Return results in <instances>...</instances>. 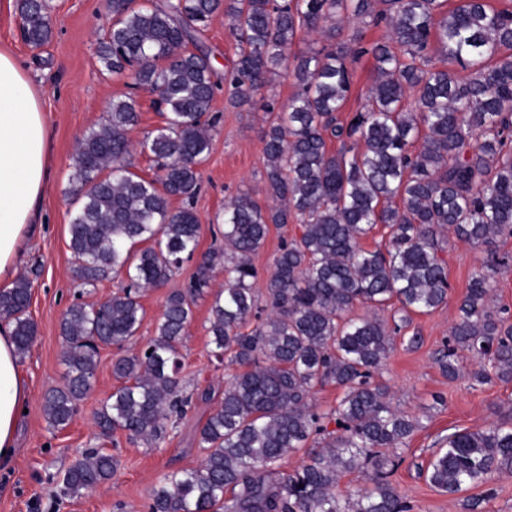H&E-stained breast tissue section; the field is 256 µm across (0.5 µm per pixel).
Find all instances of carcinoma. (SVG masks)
<instances>
[{"label":"carcinoma","instance_id":"cac0c4a2","mask_svg":"<svg viewBox=\"0 0 512 512\" xmlns=\"http://www.w3.org/2000/svg\"><path fill=\"white\" fill-rule=\"evenodd\" d=\"M224 11L237 59L224 82L228 102H254L270 77L292 70L297 90L276 112L263 139L268 194L262 209L246 194L224 206L228 252L200 256L183 289L169 292L153 336L138 353L117 358L120 386L96 412L98 435L118 429L151 447L166 437L167 420L189 398L179 377L180 347L192 306L224 260V290L211 305L212 355L243 370L229 375L224 399L199 428L206 451L200 468L164 475L148 512H411L392 475L397 450L418 427L389 390L372 381L393 350L389 327L375 316H353L358 305L429 313L448 299L441 236L483 246L487 259L472 276L448 343L436 358L453 381L464 355L471 380L512 382V323L493 303V279L512 268L496 251L512 237V9L486 0H160L136 6L112 0V22L99 41L103 70L158 96L163 125L138 143L156 163L155 177L130 170L129 132L140 113L132 97L114 99L98 126L78 140L70 193L78 203L69 224L73 274L93 286L113 272L128 284L99 304L75 303L60 322L65 343L63 384L49 389L43 412L67 427L95 380L102 346L121 347L144 319L141 293L160 288L192 258L200 224L191 201L211 149L219 116L211 104L220 82L198 34ZM24 42L50 38L47 0H19ZM371 19L387 35L365 44L360 29L321 48L295 52L302 31L336 37L340 23ZM436 50L441 64L432 63ZM372 56L380 79L362 108L339 119L351 91L348 58ZM340 148L333 151L332 141ZM294 219L302 233L282 243L264 288L261 315L253 257L270 225ZM385 250L363 247L378 226ZM149 242L151 246L136 249ZM32 282L23 276L0 290V319L12 325L18 357L36 325L29 315ZM343 396L329 412L309 403L317 386ZM341 430H327L325 421ZM302 464L280 472L288 454ZM117 456L87 448L63 477L77 497L112 479ZM365 467L372 486L341 493L340 479ZM512 473V427L492 425L448 436L427 468V481L456 495L485 487L464 503L481 512L496 482Z\"/></svg>","mask_w":512,"mask_h":512}]
</instances>
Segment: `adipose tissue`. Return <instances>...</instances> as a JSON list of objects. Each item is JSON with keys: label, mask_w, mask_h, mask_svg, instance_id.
<instances>
[{"label": "adipose tissue", "mask_w": 512, "mask_h": 512, "mask_svg": "<svg viewBox=\"0 0 512 512\" xmlns=\"http://www.w3.org/2000/svg\"><path fill=\"white\" fill-rule=\"evenodd\" d=\"M51 132L23 65L0 50V284L11 286L26 238L41 223V200L55 178ZM28 400L11 326L0 322V460L14 454Z\"/></svg>", "instance_id": "obj_1"}]
</instances>
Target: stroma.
Instances as JSON below:
<instances>
[{
    "instance_id": "obj_1",
    "label": "stroma",
    "mask_w": 512,
    "mask_h": 512,
    "mask_svg": "<svg viewBox=\"0 0 512 512\" xmlns=\"http://www.w3.org/2000/svg\"><path fill=\"white\" fill-rule=\"evenodd\" d=\"M53 34L35 49L19 34L17 9L0 10V50L12 53L23 64L32 88L38 93L45 119L52 130L51 162L56 178L46 190L41 210L43 230L29 241L18 261L19 274L32 281L29 312L37 334L19 367L29 391V402L17 436L12 459L0 464V512H148L152 487L173 471L198 467L205 452L198 428L223 400L225 380L235 366L210 353L209 317L214 299L198 298L180 348V378L188 390L207 392L170 428L159 447L151 448L116 431L112 440L98 436L94 414L117 388L112 363L123 354L140 351L153 337L168 291L184 287L195 275L196 260L184 262L165 287L145 292L140 302L144 319L138 335L123 348H104L98 356L95 382L78 415L61 430L49 427L43 413V396L62 382L64 342L60 320L74 303L94 304L126 285L124 274H114L96 286L81 285L72 275L69 249L70 216L77 204L68 193L72 157L79 138L98 123L112 99L134 97L140 122L130 136L143 139L163 123L152 106V96L130 88L124 77L103 72L97 56L98 41L112 19L107 0H48ZM210 52V64L224 74L236 58V45L223 14H216L200 36ZM295 91V80L283 72L272 78L260 95L261 102L234 108L228 105L227 88H219L211 110L220 120L212 130L210 155L202 168V181L192 207L199 219V253L223 247L224 206L233 197L249 193L259 206L270 198L265 189L263 138L271 121L263 101L284 104ZM485 256L483 249L457 238L445 244L448 263V301L432 312L408 313L407 326L395 336V349L386 367L375 374L377 383L389 387L393 402L418 419L419 426L400 451L402 463L392 477L412 512H463V498L482 495L472 487L454 496L432 487L424 470L448 435L477 430L492 424L512 426V383L472 385L463 372L448 380L435 363V353L447 341L473 273ZM421 338L419 346L410 336ZM96 446L118 456L120 466L112 480L78 498L62 493L60 477L85 448Z\"/></svg>"
}]
</instances>
